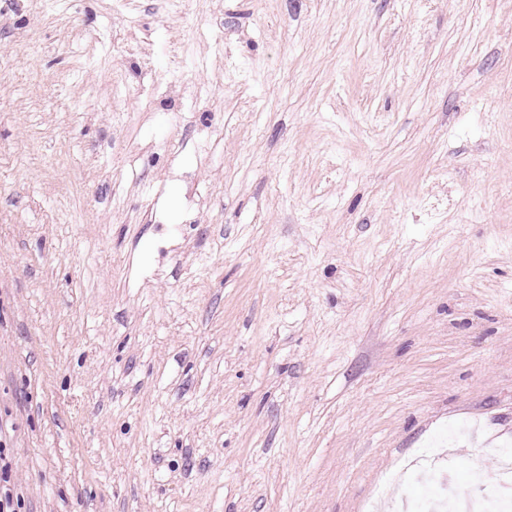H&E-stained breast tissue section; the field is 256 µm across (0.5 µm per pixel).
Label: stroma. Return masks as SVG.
<instances>
[{
    "instance_id": "35a3bbf8",
    "label": "stroma",
    "mask_w": 512,
    "mask_h": 512,
    "mask_svg": "<svg viewBox=\"0 0 512 512\" xmlns=\"http://www.w3.org/2000/svg\"><path fill=\"white\" fill-rule=\"evenodd\" d=\"M512 445V0H0L16 512H414Z\"/></svg>"
}]
</instances>
